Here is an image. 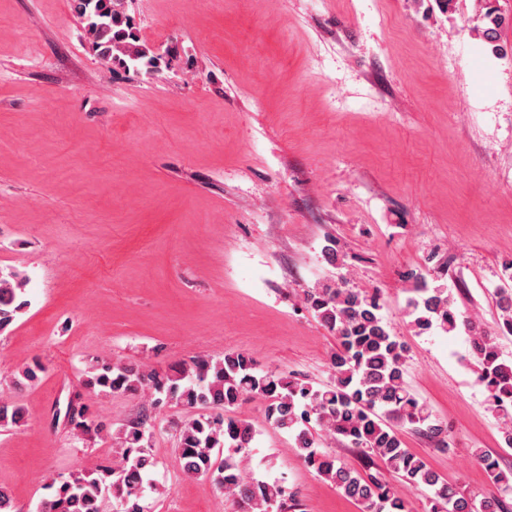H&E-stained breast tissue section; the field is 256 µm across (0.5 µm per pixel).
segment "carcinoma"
Segmentation results:
<instances>
[{
  "label": "carcinoma",
  "mask_w": 512,
  "mask_h": 512,
  "mask_svg": "<svg viewBox=\"0 0 512 512\" xmlns=\"http://www.w3.org/2000/svg\"><path fill=\"white\" fill-rule=\"evenodd\" d=\"M123 0H74V10L86 22L105 61L121 59L135 69L154 71L162 56L136 47L135 35L123 28ZM489 27L484 35L497 38L506 17L496 9L484 14ZM413 284L405 306L411 324L419 331L440 329L451 333L464 328L470 352L480 366V380L487 391L489 410L500 420L504 445L512 448V362L501 358L498 337L482 330L454 305L448 286L438 278L427 279L411 271ZM28 279L0 269V330L8 326L28 301L23 299ZM499 310V331L512 335V263L504 266L502 285L494 289ZM306 304L331 332L337 345L330 355L333 381L315 386L273 370L257 367L242 352H224L182 362L168 374L146 371L133 362L106 363L96 369L89 384L112 394L149 392L157 403H171L192 413L176 424L177 441L188 476H209L235 500L241 512H286V489L277 480L244 476L237 455H248L255 430L248 422L227 415L240 402L259 397L266 401L267 420L293 437L298 456L362 512H406L401 490L380 478L349 467L334 455L322 452L311 424L326 437L358 448L368 459H377L404 485L431 491L429 512H474V503L459 489L432 471L417 454L405 448L399 429L410 426L448 446V428L431 418L427 406L410 393L405 382L407 347L395 336L381 315L377 294L358 290L345 279L327 283L307 293ZM67 425L77 442L107 429L104 423L88 421L86 407L68 402ZM24 421L22 407L0 400V430ZM153 428L146 419L121 425L115 434L121 449L116 467L100 466L86 472H71L53 480L54 495L41 502L39 512H108L110 499L118 512H144L141 501L148 489L154 465L148 448ZM225 448L224 461L216 463V450ZM474 457L490 477L493 490L480 504V512H512V469L482 450Z\"/></svg>",
  "instance_id": "1"
}]
</instances>
